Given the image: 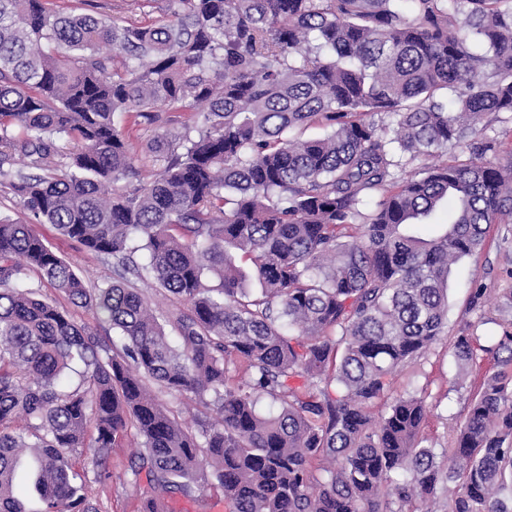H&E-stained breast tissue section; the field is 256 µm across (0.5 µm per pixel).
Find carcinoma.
Here are the masks:
<instances>
[{
    "instance_id": "cac0c4a2",
    "label": "carcinoma",
    "mask_w": 512,
    "mask_h": 512,
    "mask_svg": "<svg viewBox=\"0 0 512 512\" xmlns=\"http://www.w3.org/2000/svg\"><path fill=\"white\" fill-rule=\"evenodd\" d=\"M187 110L142 176L125 124ZM501 112L512 0H169L125 25L0 0V186L30 213L0 216V512H27L24 453L41 512H99L93 484L130 423L138 512L209 479L229 512H512V378L470 385L445 465L423 397L373 412L447 327L451 266L512 216V169L477 128ZM314 121L324 138L289 135ZM450 146L467 157L434 161ZM444 203L443 233L407 231ZM36 224L110 280L88 287ZM30 270L120 341L41 299ZM453 349L463 378L512 365V327L470 323ZM150 381L217 421L195 434ZM87 452L91 479L71 464Z\"/></svg>"
}]
</instances>
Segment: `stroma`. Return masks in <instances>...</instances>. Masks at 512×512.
Masks as SVG:
<instances>
[{"label": "stroma", "mask_w": 512, "mask_h": 512, "mask_svg": "<svg viewBox=\"0 0 512 512\" xmlns=\"http://www.w3.org/2000/svg\"><path fill=\"white\" fill-rule=\"evenodd\" d=\"M50 6L100 13L115 21H155L168 12V0H151L141 7L134 0H49ZM37 232L63 255L89 286L103 285L108 267L89 259L77 243L60 236L48 224ZM512 297V223L490 225L483 246L451 268L448 280V324L440 337L415 363L399 369L391 381L392 395L415 393L424 396L429 414L424 433L435 453H442L451 441V429L465 414V395L455 388L459 367L453 342L466 325L480 322L484 335L500 333V324L512 321L504 303ZM137 451L135 427H128L122 447L108 458L111 477L96 489L101 512H137L142 484L136 483L130 465Z\"/></svg>", "instance_id": "stroma-1"}]
</instances>
